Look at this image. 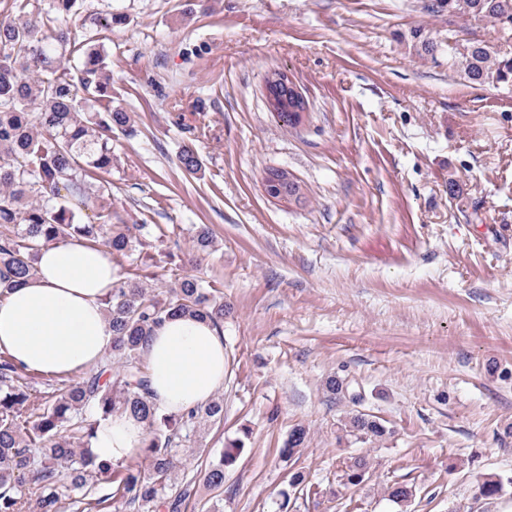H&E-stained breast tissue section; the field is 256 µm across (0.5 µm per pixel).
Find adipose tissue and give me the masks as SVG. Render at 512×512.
<instances>
[{
	"label": "adipose tissue",
	"instance_id": "obj_1",
	"mask_svg": "<svg viewBox=\"0 0 512 512\" xmlns=\"http://www.w3.org/2000/svg\"><path fill=\"white\" fill-rule=\"evenodd\" d=\"M36 274L0 302V351L26 370L70 376L97 365L112 333L105 298L119 270L105 248L71 239L39 250ZM153 402L163 413L208 403L224 384V336L211 324L177 317L144 347ZM145 424L127 413L102 420L90 440L98 461L118 464L140 452Z\"/></svg>",
	"mask_w": 512,
	"mask_h": 512
}]
</instances>
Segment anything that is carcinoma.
<instances>
[{"instance_id": "carcinoma-1", "label": "carcinoma", "mask_w": 512, "mask_h": 512, "mask_svg": "<svg viewBox=\"0 0 512 512\" xmlns=\"http://www.w3.org/2000/svg\"><path fill=\"white\" fill-rule=\"evenodd\" d=\"M14 18L0 21V300L35 274L43 242L79 238L116 256L136 240L107 223L102 205L112 173V133L129 126L127 112L112 109L106 72L112 56L102 36L120 17L112 0L90 8L86 0H9ZM448 16L484 22L512 36V0H440ZM77 17L80 30L68 22ZM448 62L473 85L512 87V56L482 40L448 41ZM125 277L105 300L112 343L102 361L78 379L61 378L38 401L10 356L0 355V512H61L73 489L104 481L106 498L131 512H185L196 482L178 480L181 453L201 423L224 417L215 398L186 414H160L153 402L143 357L154 330L167 319L191 316L224 324V297L213 285L184 276L161 297L146 280ZM127 412L145 422L142 454L147 467L116 468L88 449L99 419ZM349 431L383 438L380 423L360 415ZM306 438L295 428L282 455ZM242 452L225 448L205 474L224 488V470Z\"/></svg>"}]
</instances>
